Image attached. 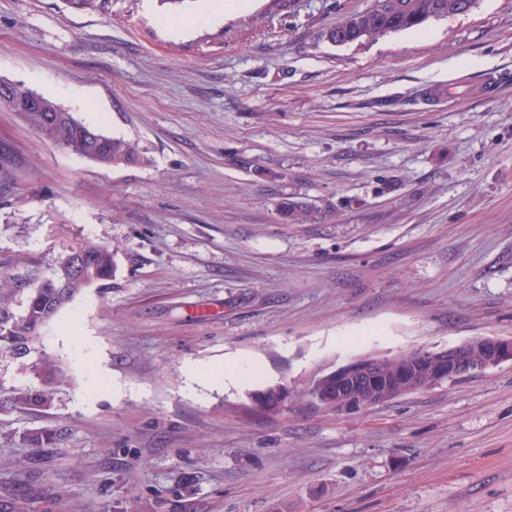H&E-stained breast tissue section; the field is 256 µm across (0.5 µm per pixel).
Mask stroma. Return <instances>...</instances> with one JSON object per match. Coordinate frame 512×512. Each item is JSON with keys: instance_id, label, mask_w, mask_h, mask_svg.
<instances>
[{"instance_id": "1", "label": "stroma", "mask_w": 512, "mask_h": 512, "mask_svg": "<svg viewBox=\"0 0 512 512\" xmlns=\"http://www.w3.org/2000/svg\"><path fill=\"white\" fill-rule=\"evenodd\" d=\"M225 2L186 0L173 23L160 0H0V79L147 157L98 165L0 105L10 311L82 241L120 247L40 340L65 360V337L88 341L108 381L90 391L73 365L52 403L0 406V505L512 512L510 362L361 414L249 398L512 336V0L345 46L327 31L371 0ZM285 196L335 218L283 222ZM237 358L253 380L189 390L186 365ZM286 389L284 385H269L258 392L250 394L256 411L259 414H270L279 411L284 403V392ZM255 404L265 406L258 409Z\"/></svg>"}]
</instances>
